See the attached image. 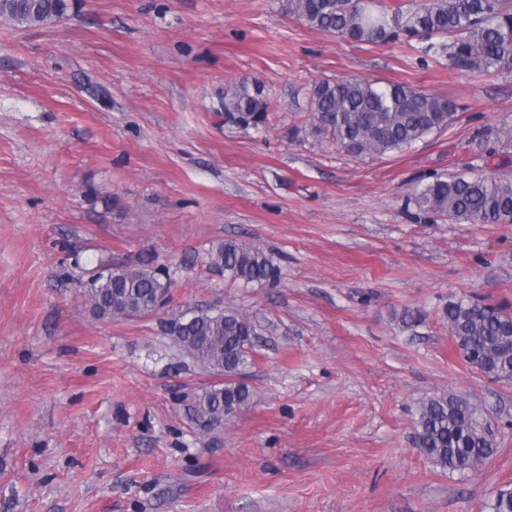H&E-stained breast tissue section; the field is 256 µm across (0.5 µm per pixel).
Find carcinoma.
<instances>
[{
	"mask_svg": "<svg viewBox=\"0 0 512 512\" xmlns=\"http://www.w3.org/2000/svg\"><path fill=\"white\" fill-rule=\"evenodd\" d=\"M67 0H0V17L21 26L66 15ZM286 13L306 26L353 42L410 43L427 39L428 56L444 57L459 72L491 75L512 69V0H415L407 11L377 0L367 9L359 0H285ZM224 120L242 128L267 121L269 103L257 85L240 82L224 92ZM314 132L326 135L356 156L400 152L443 131L457 118L455 103L429 91L393 82L358 78L315 81L308 92ZM408 203L419 221L512 224V178L432 174L412 191ZM210 264L245 285H274L281 269L264 251L226 239L209 252ZM169 272L149 262L109 264L92 275L84 295L101 319H141L166 308ZM448 330L464 359L490 379L512 383V314L483 299L453 297L444 308ZM179 351L220 378L197 395L191 420L201 431L224 426L253 401L244 381L259 336L242 311L226 307L181 312L164 324ZM415 445L434 466L465 474L496 452L494 435L481 408L455 392L422 402ZM491 512H512V489L499 491Z\"/></svg>",
	"mask_w": 512,
	"mask_h": 512,
	"instance_id": "carcinoma-1",
	"label": "carcinoma"
}]
</instances>
